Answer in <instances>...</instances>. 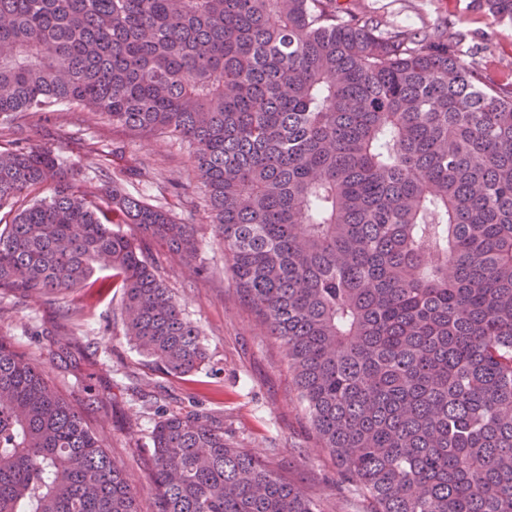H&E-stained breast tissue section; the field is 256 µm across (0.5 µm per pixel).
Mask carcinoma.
Instances as JSON below:
<instances>
[{"label":"carcinoma","instance_id":"carcinoma-1","mask_svg":"<svg viewBox=\"0 0 512 512\" xmlns=\"http://www.w3.org/2000/svg\"><path fill=\"white\" fill-rule=\"evenodd\" d=\"M512 23V0H478ZM82 106L196 147L213 238L286 351L313 431L371 512H512V84L448 38L339 0H0V121ZM0 290L113 271L125 336L186 378L208 352L148 262L194 224L75 189L53 150L0 153ZM125 224L131 234L114 228ZM157 512H321L224 418L152 431ZM80 411L0 336V512H137Z\"/></svg>","mask_w":512,"mask_h":512}]
</instances>
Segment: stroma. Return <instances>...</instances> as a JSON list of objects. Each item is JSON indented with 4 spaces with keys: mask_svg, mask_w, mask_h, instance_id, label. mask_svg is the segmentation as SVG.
I'll use <instances>...</instances> for the list:
<instances>
[{
    "mask_svg": "<svg viewBox=\"0 0 512 512\" xmlns=\"http://www.w3.org/2000/svg\"><path fill=\"white\" fill-rule=\"evenodd\" d=\"M343 3L393 27L447 34L465 61L512 82V25L495 21L477 0ZM17 136L54 150L73 169L78 186L98 193L111 184L108 153L113 146L125 147L141 169L129 192L197 225L203 238L204 277L158 243H148L144 251L205 338L209 359L189 380L154 369L125 337L119 289L28 298L0 291V336L38 366L56 393L82 401L87 422L138 490L139 512H156L148 478L151 431L161 409L223 416L226 439L288 478L322 512H369L363 491L342 476L317 442L283 347L267 336L236 291L224 250L212 238L204 189L194 178L193 146L160 134H134L74 109L22 122L16 131L0 125V151ZM55 335L65 338L68 355L51 346Z\"/></svg>",
    "mask_w": 512,
    "mask_h": 512,
    "instance_id": "stroma-1",
    "label": "stroma"
}]
</instances>
